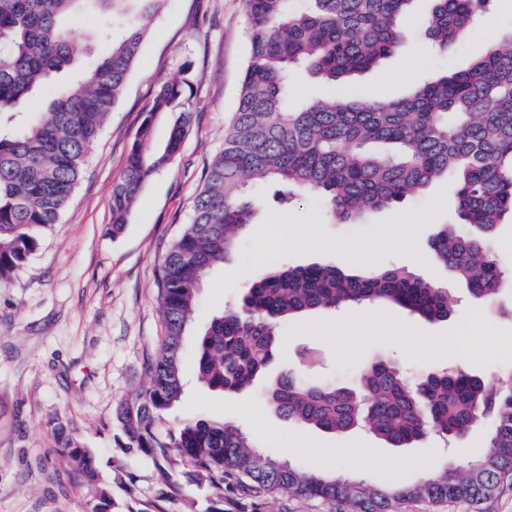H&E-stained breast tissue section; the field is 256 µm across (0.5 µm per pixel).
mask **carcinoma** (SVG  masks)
Wrapping results in <instances>:
<instances>
[{"mask_svg": "<svg viewBox=\"0 0 512 512\" xmlns=\"http://www.w3.org/2000/svg\"><path fill=\"white\" fill-rule=\"evenodd\" d=\"M245 0L248 59L224 147L204 171L192 215L156 270L165 336L145 362L147 382L120 406L118 447L164 464L166 486L187 467L192 480L224 500V483L247 478L257 490L344 501L360 512H390L398 501H481L512 477V372L491 384L462 364L440 365L410 380L392 360L358 365L349 384L287 368L262 390L281 419L328 433L367 430L393 448L430 432L464 444L487 428L489 450L465 465L443 461L418 481L377 484L364 477L302 472L257 445L239 426L186 419L161 432L184 389L183 339L204 279L229 256L253 223L263 185L281 205L304 192L334 223L358 224L371 211L424 193L436 178L457 179L459 224H443L429 243L451 282L512 317V278L505 277L496 228L512 215V34L495 41L469 68L417 83L397 101L341 95L288 105L293 74L304 69L345 84L401 47L399 21L411 0ZM422 27L440 49L465 38L494 0H432ZM166 0H0V286L25 268L61 215L82 176L104 120L122 96L148 22ZM101 6L110 17L98 38L106 48L77 64L70 21ZM56 77L64 89L42 109L33 100ZM174 116L163 148L154 122ZM193 115L191 86L179 73L156 91L126 166L112 189L117 235L143 185L180 153ZM384 302L428 322L448 319L447 287L403 268L361 273L325 262L282 263L253 280L242 299L215 315L196 338L199 381L222 393L254 387L276 358L288 321L319 310ZM58 454L94 487L101 512L112 506L98 483V457L61 418Z\"/></svg>", "mask_w": 512, "mask_h": 512, "instance_id": "carcinoma-1", "label": "carcinoma"}]
</instances>
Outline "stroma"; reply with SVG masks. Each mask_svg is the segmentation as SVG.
<instances>
[{
  "label": "stroma",
  "mask_w": 512,
  "mask_h": 512,
  "mask_svg": "<svg viewBox=\"0 0 512 512\" xmlns=\"http://www.w3.org/2000/svg\"><path fill=\"white\" fill-rule=\"evenodd\" d=\"M431 0H414L402 22L403 47L355 76L350 92L382 101L406 97L413 81L467 68L483 57L492 36L512 32V0L496 9L472 36L447 52L427 48L420 25ZM248 57L244 0H167L153 18L124 93L106 117L87 155L83 175L58 224L12 283L0 288V512H91L93 492L81 485L56 453L53 422L63 418L98 453L101 484L112 489V512H154L165 488L154 459L118 448L111 425L119 404L145 384L144 362L164 336L156 267L182 224L238 102ZM185 73L192 86V126L177 158L143 186L129 220L111 235L112 187L158 84ZM452 179L426 194L372 212L362 224H334L319 202L300 194L282 206L265 199L231 256L210 275L198 299L195 327L203 329L229 303L240 300L268 265L331 261L356 269L352 251L370 248L375 266L403 267L441 280L428 242L440 225L453 224ZM294 232L279 246L282 225ZM448 320L428 322L397 306L382 307L372 324L363 312H315L280 331L281 354L298 364L313 351L318 374L348 380L360 362L394 360L408 376L439 364L465 361L495 380L512 370V319L488 310L464 285ZM195 339L184 342L186 391L165 415V427L189 417L242 426L265 450L312 471L362 475L376 482L412 483L448 455L435 434L408 448H392L365 432L329 434L277 418L259 391L220 394L198 382ZM137 496H130L129 486ZM395 512H512V485L479 504L405 501ZM224 512H352L351 505L285 491L248 493L226 485Z\"/></svg>",
  "instance_id": "35a3bbf8"
}]
</instances>
